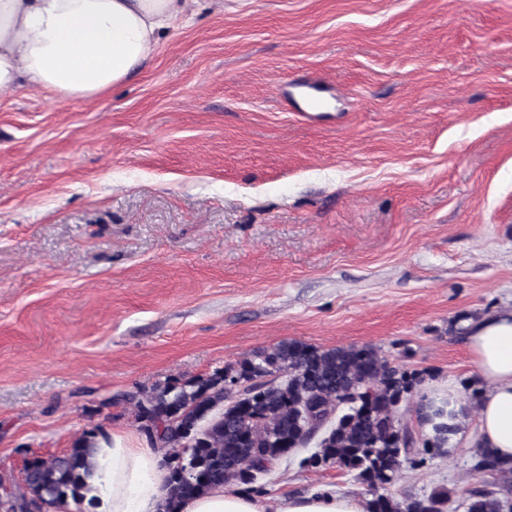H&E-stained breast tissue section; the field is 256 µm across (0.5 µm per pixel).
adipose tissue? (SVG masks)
<instances>
[{"instance_id":"ef3b65f1","label":"adipose tissue","mask_w":512,"mask_h":512,"mask_svg":"<svg viewBox=\"0 0 512 512\" xmlns=\"http://www.w3.org/2000/svg\"><path fill=\"white\" fill-rule=\"evenodd\" d=\"M188 0H0V92L21 85L60 97H97L149 63ZM475 373L486 382L477 429L464 426L466 404L455 388L448 401L449 448L491 449L512 458V312H493L470 328ZM168 471L153 448L123 437L99 439L89 480L95 512H163ZM366 498L318 487L282 502L279 512H367ZM178 512H265L263 501L216 487L181 502Z\"/></svg>"}]
</instances>
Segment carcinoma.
Returning a JSON list of instances; mask_svg holds the SVG:
<instances>
[{
	"label": "carcinoma",
	"instance_id": "cac0c4a2",
	"mask_svg": "<svg viewBox=\"0 0 512 512\" xmlns=\"http://www.w3.org/2000/svg\"><path fill=\"white\" fill-rule=\"evenodd\" d=\"M419 373L391 364L372 346L321 349L301 341L281 342L224 366L206 377L169 378L124 393L135 421L167 467L165 512L217 486L262 493L260 474L295 446L306 412L329 416L317 451L302 465H335L355 475L372 498L368 512H444L448 494L398 502L380 490L419 453L401 406L413 397ZM420 423L434 435L424 450L448 446L446 404L420 402ZM99 429L84 430L62 456L35 458L24 479L0 496V512H36L43 503L85 508L95 468ZM473 469L512 476V461L482 448ZM467 512H512V500L487 489L470 493Z\"/></svg>",
	"mask_w": 512,
	"mask_h": 512
}]
</instances>
